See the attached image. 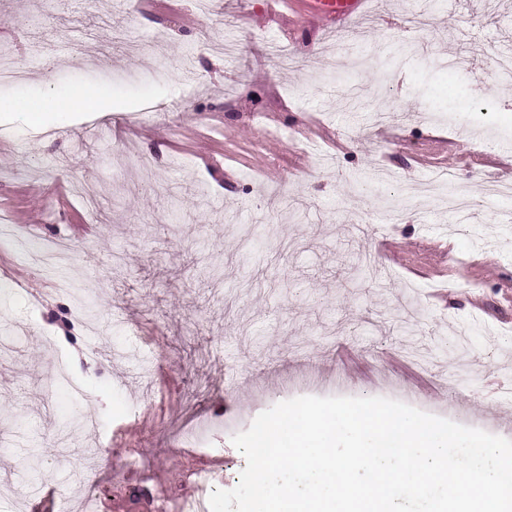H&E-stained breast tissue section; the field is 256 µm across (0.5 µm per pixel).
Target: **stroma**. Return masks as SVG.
<instances>
[{"instance_id": "1", "label": "stroma", "mask_w": 512, "mask_h": 512, "mask_svg": "<svg viewBox=\"0 0 512 512\" xmlns=\"http://www.w3.org/2000/svg\"><path fill=\"white\" fill-rule=\"evenodd\" d=\"M413 10L366 0L326 28L291 0L207 16L194 0H0L22 73L0 102L110 95L37 124L0 110V512L65 492L151 512L232 489L234 432L305 395L395 399L512 440V199L486 187L512 179V79L494 72L512 0H436L424 26ZM452 191L466 215L443 212ZM22 231L69 245L60 279L34 271ZM204 455L220 464L197 487Z\"/></svg>"}]
</instances>
